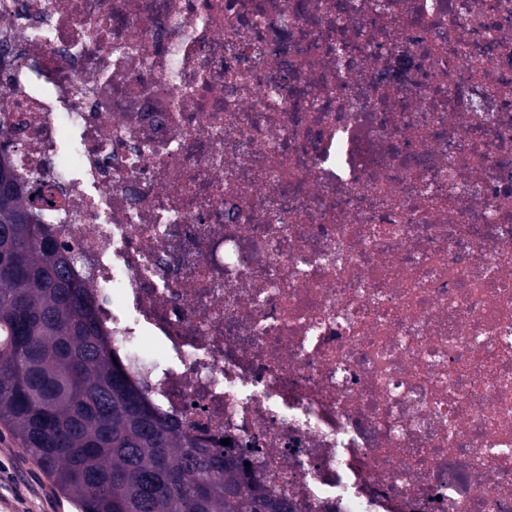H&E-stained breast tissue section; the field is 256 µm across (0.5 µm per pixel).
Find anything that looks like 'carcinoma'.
<instances>
[{
  "label": "carcinoma",
  "mask_w": 512,
  "mask_h": 512,
  "mask_svg": "<svg viewBox=\"0 0 512 512\" xmlns=\"http://www.w3.org/2000/svg\"><path fill=\"white\" fill-rule=\"evenodd\" d=\"M0 193V424L79 512H263L245 467L178 434L115 364L85 281L23 201Z\"/></svg>",
  "instance_id": "obj_1"
}]
</instances>
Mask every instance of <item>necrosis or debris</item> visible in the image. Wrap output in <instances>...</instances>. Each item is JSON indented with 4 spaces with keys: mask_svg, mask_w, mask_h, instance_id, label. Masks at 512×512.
Returning a JSON list of instances; mask_svg holds the SVG:
<instances>
[{
    "mask_svg": "<svg viewBox=\"0 0 512 512\" xmlns=\"http://www.w3.org/2000/svg\"><path fill=\"white\" fill-rule=\"evenodd\" d=\"M1 43L0 153L181 434L289 512H512V0H0Z\"/></svg>",
    "mask_w": 512,
    "mask_h": 512,
    "instance_id": "obj_1",
    "label": "necrosis or debris"
}]
</instances>
